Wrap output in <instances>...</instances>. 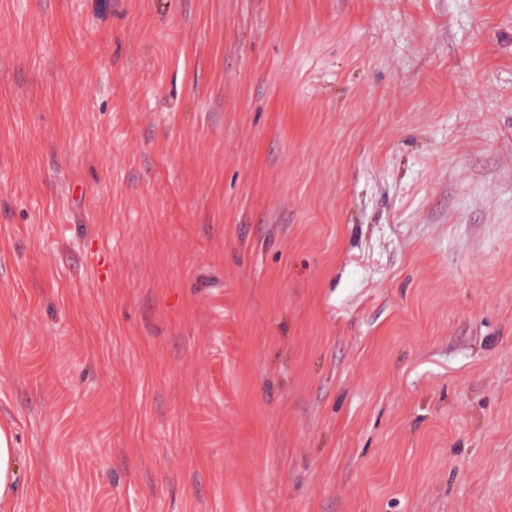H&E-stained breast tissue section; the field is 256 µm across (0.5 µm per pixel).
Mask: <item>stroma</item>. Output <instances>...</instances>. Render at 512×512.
<instances>
[{
	"instance_id": "35a3bbf8",
	"label": "stroma",
	"mask_w": 512,
	"mask_h": 512,
	"mask_svg": "<svg viewBox=\"0 0 512 512\" xmlns=\"http://www.w3.org/2000/svg\"><path fill=\"white\" fill-rule=\"evenodd\" d=\"M15 512H512V0H0Z\"/></svg>"
}]
</instances>
